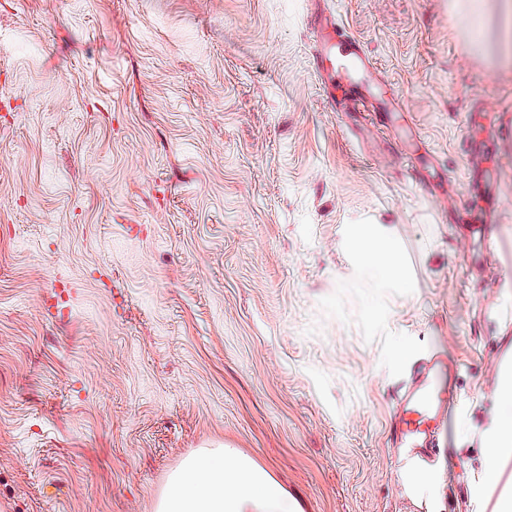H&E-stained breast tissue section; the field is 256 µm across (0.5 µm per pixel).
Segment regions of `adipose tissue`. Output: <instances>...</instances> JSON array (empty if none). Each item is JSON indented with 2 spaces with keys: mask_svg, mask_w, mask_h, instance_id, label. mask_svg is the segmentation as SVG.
<instances>
[{
  "mask_svg": "<svg viewBox=\"0 0 512 512\" xmlns=\"http://www.w3.org/2000/svg\"><path fill=\"white\" fill-rule=\"evenodd\" d=\"M359 267L391 288L407 287L397 246L389 236L357 226L348 242ZM487 474L512 458V379H502L482 433ZM157 512H302L297 500L263 467L235 448H204L169 479Z\"/></svg>",
  "mask_w": 512,
  "mask_h": 512,
  "instance_id": "adipose-tissue-1",
  "label": "adipose tissue"
}]
</instances>
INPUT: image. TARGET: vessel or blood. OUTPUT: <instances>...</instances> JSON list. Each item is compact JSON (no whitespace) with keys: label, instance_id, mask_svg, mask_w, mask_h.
Returning a JSON list of instances; mask_svg holds the SVG:
<instances>
[{"label":"vessel or blood","instance_id":"1","mask_svg":"<svg viewBox=\"0 0 512 512\" xmlns=\"http://www.w3.org/2000/svg\"><path fill=\"white\" fill-rule=\"evenodd\" d=\"M319 28L313 50V65L318 72L348 82L352 99H361V90L374 76V69L363 43L346 36L330 15H319ZM441 357L427 354L421 377L404 399L403 417L393 424V441L398 448L418 458L430 457L434 446V420L447 416L454 400L439 379Z\"/></svg>","mask_w":512,"mask_h":512}]
</instances>
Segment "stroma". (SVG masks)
Instances as JSON below:
<instances>
[{
  "instance_id": "stroma-1",
  "label": "stroma",
  "mask_w": 512,
  "mask_h": 512,
  "mask_svg": "<svg viewBox=\"0 0 512 512\" xmlns=\"http://www.w3.org/2000/svg\"><path fill=\"white\" fill-rule=\"evenodd\" d=\"M469 2L327 0L376 67L335 112L313 0H0V512H155L222 446L304 512L512 494L480 437L512 353V69ZM355 224L409 289L355 267ZM431 349L455 408L415 466L390 428Z\"/></svg>"
}]
</instances>
